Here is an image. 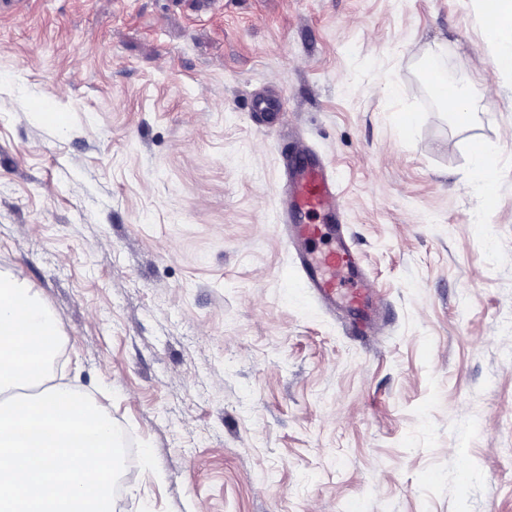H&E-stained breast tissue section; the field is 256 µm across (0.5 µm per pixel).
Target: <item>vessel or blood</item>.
Segmentation results:
<instances>
[{
    "label": "vessel or blood",
    "mask_w": 512,
    "mask_h": 512,
    "mask_svg": "<svg viewBox=\"0 0 512 512\" xmlns=\"http://www.w3.org/2000/svg\"><path fill=\"white\" fill-rule=\"evenodd\" d=\"M284 169L289 199L279 213V222L284 226L283 242L289 246L312 241L322 236L325 225L338 221L336 182L324 163L305 150L286 153ZM317 214L322 216V223H312V216ZM341 266L346 267L351 279L357 282L355 288L342 294L338 293L335 281L328 275L330 269ZM297 275L298 286L307 289L322 305L330 307L340 300L358 323L368 325L373 322L375 309L370 303V293L358 285L363 272L352 260L346 243H339L337 248L316 259L299 255Z\"/></svg>",
    "instance_id": "vessel-or-blood-1"
}]
</instances>
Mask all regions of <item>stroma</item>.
I'll return each mask as SVG.
<instances>
[{"instance_id":"35a3bbf8","label":"stroma","mask_w":512,"mask_h":512,"mask_svg":"<svg viewBox=\"0 0 512 512\" xmlns=\"http://www.w3.org/2000/svg\"><path fill=\"white\" fill-rule=\"evenodd\" d=\"M484 21L480 0L0 13V275L127 433L115 512H512V69ZM286 129L336 179L377 335L294 285ZM484 141L493 190L460 195Z\"/></svg>"}]
</instances>
